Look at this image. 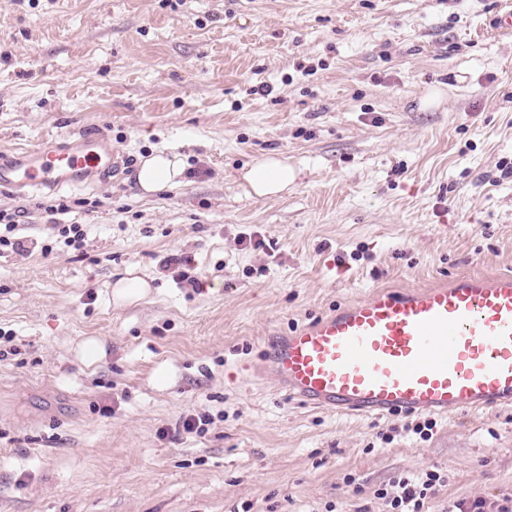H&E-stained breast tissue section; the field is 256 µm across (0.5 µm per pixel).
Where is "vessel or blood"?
I'll use <instances>...</instances> for the list:
<instances>
[{"instance_id": "vessel-or-blood-1", "label": "vessel or blood", "mask_w": 512, "mask_h": 512, "mask_svg": "<svg viewBox=\"0 0 512 512\" xmlns=\"http://www.w3.org/2000/svg\"><path fill=\"white\" fill-rule=\"evenodd\" d=\"M121 163L106 136L68 135L0 151V185L93 187ZM255 371L348 416L512 407V273L375 292L285 336Z\"/></svg>"}]
</instances>
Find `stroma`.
<instances>
[{
	"mask_svg": "<svg viewBox=\"0 0 512 512\" xmlns=\"http://www.w3.org/2000/svg\"><path fill=\"white\" fill-rule=\"evenodd\" d=\"M501 3L0 0V149L85 131L126 158L92 188L0 186L25 212L24 250L0 254V512H388L378 489L425 469L423 512L512 500V408L435 414L423 437L421 415L325 412L241 369L376 290L512 272ZM156 151L188 180L144 198ZM268 153L298 177L258 198L241 176ZM128 269L152 294L114 305Z\"/></svg>",
	"mask_w": 512,
	"mask_h": 512,
	"instance_id": "1",
	"label": "stroma"
}]
</instances>
